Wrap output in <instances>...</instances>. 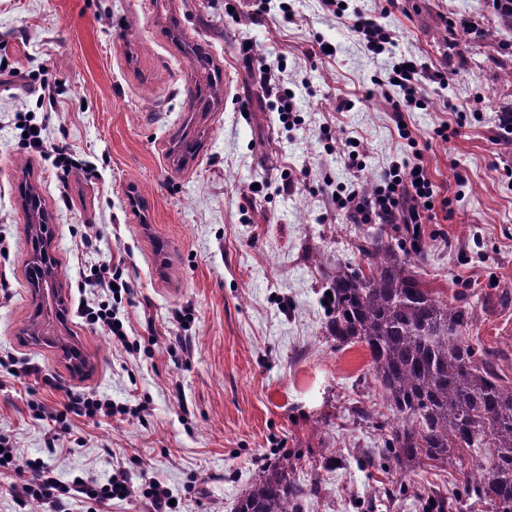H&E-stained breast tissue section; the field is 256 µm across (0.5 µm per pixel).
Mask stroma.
Wrapping results in <instances>:
<instances>
[{
	"label": "stroma",
	"instance_id": "obj_1",
	"mask_svg": "<svg viewBox=\"0 0 512 512\" xmlns=\"http://www.w3.org/2000/svg\"><path fill=\"white\" fill-rule=\"evenodd\" d=\"M286 2L292 14L261 13L259 0H0V63L21 72L0 85V437L64 484L103 485L121 468L134 485L171 489L174 512H233L258 468L288 453L300 458L297 480L319 485L302 512H426L429 491H457L466 462H383L392 415L370 357L325 337L326 273L353 258L358 232L336 198L395 164L422 162L447 196V219L422 227L425 280L490 295L470 334L512 379V147L499 140L512 35L495 31L485 0H400L388 13L384 0H349L393 33L377 55L319 0ZM460 20L463 47L451 28ZM247 42L280 59L299 124L284 126L265 103ZM403 56L447 68L448 83L424 85L402 134L391 104L403 92L385 79ZM27 117L73 154V168L30 151ZM443 124L457 136L438 137ZM328 132L359 140L363 171L345 167ZM184 136L194 153L180 148ZM24 182L52 215L81 374L60 349L23 336ZM110 258L123 259L132 288L119 311L141 343L133 356L78 309L84 270ZM177 335L191 337V355L169 349ZM8 363L33 372L10 376ZM68 389L146 411L75 416L67 430L33 417L30 403L60 407Z\"/></svg>",
	"mask_w": 512,
	"mask_h": 512
}]
</instances>
